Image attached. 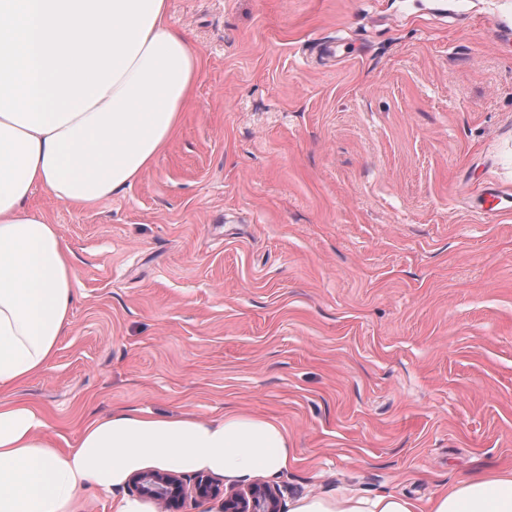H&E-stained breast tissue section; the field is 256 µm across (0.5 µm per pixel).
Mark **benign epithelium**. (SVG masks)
<instances>
[{"mask_svg":"<svg viewBox=\"0 0 512 512\" xmlns=\"http://www.w3.org/2000/svg\"><path fill=\"white\" fill-rule=\"evenodd\" d=\"M138 494L155 503L160 512H176L179 502L189 492L203 498L224 496V512H280L275 489L255 483L242 491L226 492L206 475H198L192 487L182 477L170 472L151 470L133 476Z\"/></svg>","mask_w":512,"mask_h":512,"instance_id":"7a95c632","label":"benign epithelium"}]
</instances>
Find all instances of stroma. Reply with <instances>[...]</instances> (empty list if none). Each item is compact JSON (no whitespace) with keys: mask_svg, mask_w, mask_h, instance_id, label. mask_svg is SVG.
<instances>
[{"mask_svg":"<svg viewBox=\"0 0 512 512\" xmlns=\"http://www.w3.org/2000/svg\"><path fill=\"white\" fill-rule=\"evenodd\" d=\"M203 53L169 146L78 208L76 298L0 394L59 451L118 408L288 430L280 500L426 507L512 470V0H170ZM286 512H419L406 495L394 492L361 495L338 490L332 495L303 494L290 497Z\"/></svg>","mask_w":512,"mask_h":512,"instance_id":"obj_1","label":"stroma"}]
</instances>
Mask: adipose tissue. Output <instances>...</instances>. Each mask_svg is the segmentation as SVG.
Here are the masks:
<instances>
[{"mask_svg": "<svg viewBox=\"0 0 512 512\" xmlns=\"http://www.w3.org/2000/svg\"><path fill=\"white\" fill-rule=\"evenodd\" d=\"M169 0H0V391L43 371L74 301L75 270L35 190L95 204L152 167L178 128L202 54L168 22ZM43 414L0 403V512H81L86 488L112 512H155L115 490L158 469L239 483L279 479L295 459L287 429L246 412L205 421L116 410L63 453ZM286 512H418L406 495L289 498ZM427 512H512V470L437 492Z\"/></svg>", "mask_w": 512, "mask_h": 512, "instance_id": "obj_1", "label": "adipose tissue"}]
</instances>
